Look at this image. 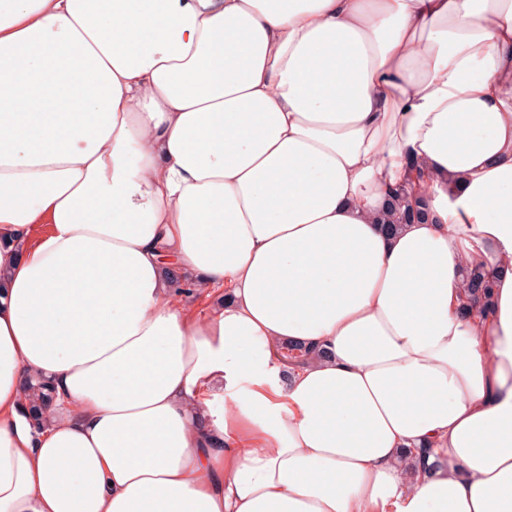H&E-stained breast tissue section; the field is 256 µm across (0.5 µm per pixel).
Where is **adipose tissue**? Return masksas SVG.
<instances>
[{
	"label": "adipose tissue",
	"instance_id": "ef3b65f1",
	"mask_svg": "<svg viewBox=\"0 0 512 512\" xmlns=\"http://www.w3.org/2000/svg\"><path fill=\"white\" fill-rule=\"evenodd\" d=\"M0 512H512V0H0ZM402 194L403 190L399 189L392 195L388 216L390 222L384 224L389 232L396 230L400 224L421 222L428 213V203L425 200L410 205L407 204L405 208H402ZM29 397V406L27 411L34 417H39V413H43L48 409L55 398L53 387L44 380L34 379L27 388Z\"/></svg>",
	"mask_w": 512,
	"mask_h": 512
}]
</instances>
